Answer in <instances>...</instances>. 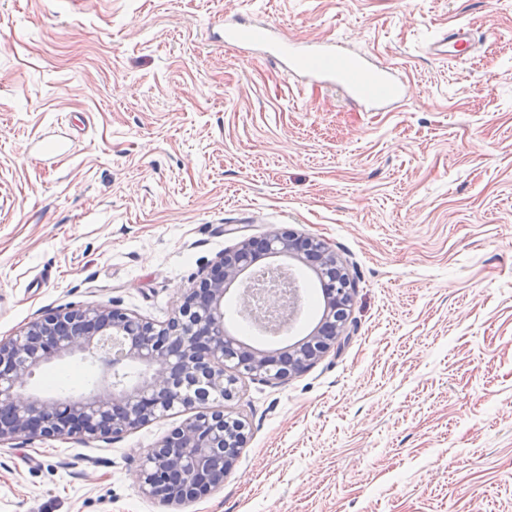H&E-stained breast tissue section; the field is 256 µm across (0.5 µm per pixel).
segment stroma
I'll return each mask as SVG.
<instances>
[{
    "mask_svg": "<svg viewBox=\"0 0 512 512\" xmlns=\"http://www.w3.org/2000/svg\"><path fill=\"white\" fill-rule=\"evenodd\" d=\"M228 18L397 65L407 102L302 86L225 44ZM457 22L475 55H427ZM276 227L346 263L347 334L213 400L248 441L180 512H512V0H0V338L68 306L166 321ZM103 372L75 356L28 391L84 396ZM185 417L0 447V512H165L139 469Z\"/></svg>",
    "mask_w": 512,
    "mask_h": 512,
    "instance_id": "1",
    "label": "stroma"
}]
</instances>
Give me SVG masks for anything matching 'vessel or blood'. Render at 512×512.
Masks as SVG:
<instances>
[{
	"instance_id": "1",
	"label": "vessel or blood",
	"mask_w": 512,
	"mask_h": 512,
	"mask_svg": "<svg viewBox=\"0 0 512 512\" xmlns=\"http://www.w3.org/2000/svg\"><path fill=\"white\" fill-rule=\"evenodd\" d=\"M224 39L262 52L302 85L337 89L372 112L392 111L407 99L408 81L402 71L378 65L368 55L347 52L333 40L287 41L274 22L239 19L225 23ZM478 44L474 28L457 23L431 41L428 53L443 61L459 60L471 56Z\"/></svg>"
}]
</instances>
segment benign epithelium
I'll return each instance as SVG.
<instances>
[{
  "mask_svg": "<svg viewBox=\"0 0 512 512\" xmlns=\"http://www.w3.org/2000/svg\"><path fill=\"white\" fill-rule=\"evenodd\" d=\"M266 256L312 265L325 293L320 323L283 351L249 346L224 325L225 296ZM353 294L347 268L323 240L275 228L224 251L163 324L110 305L58 309L0 340V446L37 436L115 439L181 408L189 416L150 449L140 473L145 496L176 508L223 486L245 447L242 419L196 404L233 398L239 373L272 384L302 374L345 335ZM77 353L131 360L145 375L128 384L114 376L78 398L26 393L34 369Z\"/></svg>",
  "mask_w": 512,
  "mask_h": 512,
  "instance_id": "1",
  "label": "benign epithelium"
}]
</instances>
